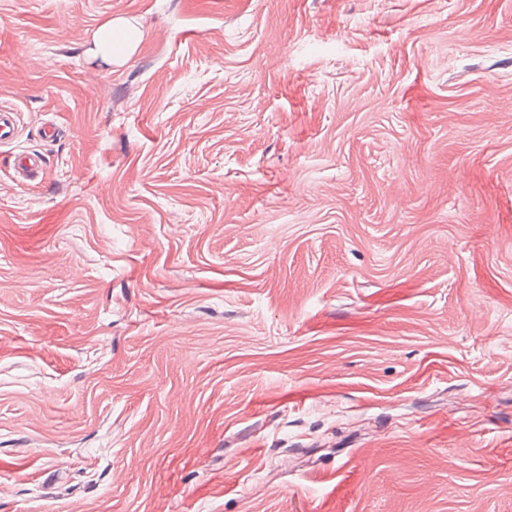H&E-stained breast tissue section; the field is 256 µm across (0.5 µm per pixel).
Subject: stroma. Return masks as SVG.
Listing matches in <instances>:
<instances>
[{
  "label": "stroma",
  "mask_w": 512,
  "mask_h": 512,
  "mask_svg": "<svg viewBox=\"0 0 512 512\" xmlns=\"http://www.w3.org/2000/svg\"><path fill=\"white\" fill-rule=\"evenodd\" d=\"M1 104L0 512H512V0H0ZM142 37V30L130 27L121 19H114L97 29L95 45L106 60H124L133 54Z\"/></svg>",
  "instance_id": "1"
}]
</instances>
